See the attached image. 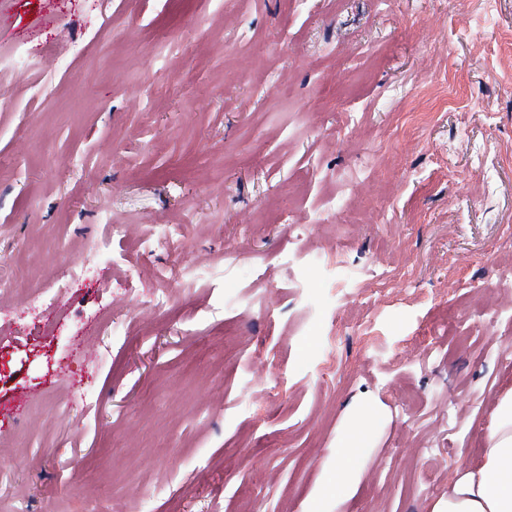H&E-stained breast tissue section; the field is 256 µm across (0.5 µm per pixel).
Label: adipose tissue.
I'll list each match as a JSON object with an SVG mask.
<instances>
[{"label": "adipose tissue", "instance_id": "ef3b65f1", "mask_svg": "<svg viewBox=\"0 0 512 512\" xmlns=\"http://www.w3.org/2000/svg\"><path fill=\"white\" fill-rule=\"evenodd\" d=\"M374 412L366 408L350 421L336 450V464L307 500L306 512H327L330 493L344 495L362 477L359 461ZM438 512H512V391L501 395L486 430L482 462L454 483Z\"/></svg>", "mask_w": 512, "mask_h": 512}]
</instances>
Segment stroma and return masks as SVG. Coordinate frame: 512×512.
Returning <instances> with one entry per match:
<instances>
[{"mask_svg": "<svg viewBox=\"0 0 512 512\" xmlns=\"http://www.w3.org/2000/svg\"><path fill=\"white\" fill-rule=\"evenodd\" d=\"M0 52L30 61L0 70L19 512H304L364 402L333 512H433L479 465L512 390V0H0ZM374 415L365 408L352 418L336 448V464L329 469L326 481L313 493L306 503V512H327L326 502L336 489V504L346 491L362 477L359 461L366 447L368 424Z\"/></svg>", "mask_w": 512, "mask_h": 512, "instance_id": "35a3bbf8", "label": "stroma"}]
</instances>
